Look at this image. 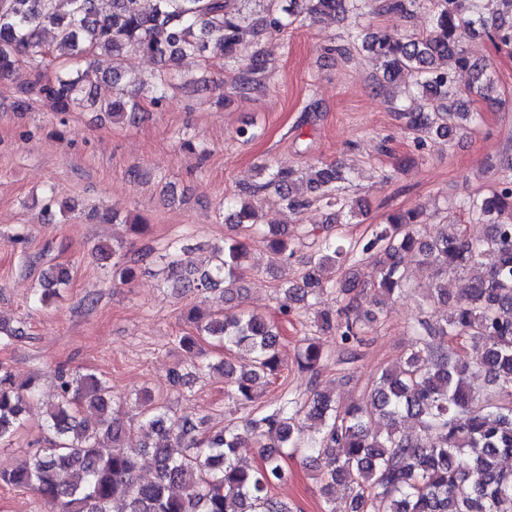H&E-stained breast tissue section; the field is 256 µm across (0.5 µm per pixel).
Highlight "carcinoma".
Wrapping results in <instances>:
<instances>
[{
    "label": "carcinoma",
    "mask_w": 512,
    "mask_h": 512,
    "mask_svg": "<svg viewBox=\"0 0 512 512\" xmlns=\"http://www.w3.org/2000/svg\"><path fill=\"white\" fill-rule=\"evenodd\" d=\"M251 2L112 0L111 13L103 14L98 0H0V78L25 77L22 92L28 99L45 100L61 115L88 103L118 121H132L143 108L141 88L98 103L84 95L87 70L105 63V74L115 83L126 50L168 67L208 53L234 69V92H258L272 70L267 37L307 20L350 13L358 20L356 27L327 52L345 56L359 47L373 55L375 87L400 86L404 103L399 112L411 129H424L437 139L466 129L474 115L462 109L463 93L490 106L503 105L493 95L496 83L488 64L470 56L464 42L483 34L498 49L512 47V0H498L502 10L488 17L474 10L477 0H262L258 11L249 9ZM420 9L428 16L423 32H373L364 25L383 13L408 21ZM49 29L55 30L59 45L70 48L67 62L52 77L44 75L53 63V51L44 40ZM248 35L254 51L243 62L238 48ZM462 70L473 74L464 92L456 80ZM172 79V71H159L152 88L160 95L149 97L148 104H163ZM189 86L195 94L216 93L224 103V95L217 93L220 86L206 79ZM260 172L262 181L225 208L237 234L212 247L208 269L182 267L175 252L162 256L167 280L177 293L203 296L221 286L226 300L241 296L245 273L256 268L248 263L251 250L242 237L260 223L262 198L274 196L294 214L320 203L329 211L330 223L346 208L339 191L349 178L339 166L321 162L301 174L286 165L264 164ZM460 208L488 227L485 238L474 241L462 224L453 223L438 238L425 241L417 226L427 223L426 211L399 210L360 246L324 236L308 256L300 280L280 285L279 312L285 322L295 303L336 291L345 305L335 318L318 314L317 327L334 331L343 344H360L376 312L362 307L364 286L331 279L345 263L367 255L376 258L378 278L370 289L374 306L381 296L403 295L413 263L428 273L426 299L431 304L448 302V275L470 273L457 303L442 317L430 315L419 322L407 354L381 373L366 399L339 407L316 391L302 404L283 400L249 414L240 426L216 428L206 417L179 416L166 402L143 392L136 397L142 427L161 435L162 442L125 448L127 428L112 406L109 382L94 373L60 369L56 401L45 418L52 438L14 469L0 471V486L28 490L38 501L57 506V512H291L274 499L271 488L288 477L286 457L310 452L325 459L320 477L323 512H336L330 492L338 484L345 486L348 512H512V470L502 465L512 456V158L502 162L489 189L469 197ZM101 219L126 224L133 234L147 228L145 219H130L114 208L104 209ZM260 239L285 263L297 249L286 224L267 226ZM123 248L121 241L99 244L93 256L112 261L113 284L126 286L136 271L123 262ZM69 283L68 269L43 262L37 304L47 306ZM185 319L193 331L177 337L182 349L199 352L200 341L208 336L228 352H246L245 366L230 358L223 362L240 404L255 401L259 380L281 372L280 332L261 315L231 310L213 317L195 306ZM457 340L484 349L481 365L494 388L482 398L471 390L474 365ZM322 359L320 344L305 340L297 354L299 368L314 374ZM208 367L203 357L188 369L179 365L172 370V382L183 385L193 371ZM34 395L33 380H21L0 365L1 446L24 426L27 402ZM377 416L388 419L386 431L375 429ZM409 416L419 420L424 435L401 432L399 424ZM305 419L318 422V435H302ZM248 437L264 449L259 465L238 458L237 450ZM104 439L112 442L106 453ZM142 452L157 466L154 479L147 482L138 477Z\"/></svg>",
    "instance_id": "1"
}]
</instances>
